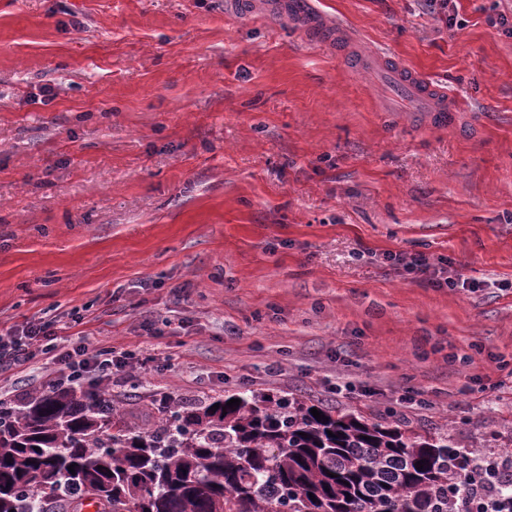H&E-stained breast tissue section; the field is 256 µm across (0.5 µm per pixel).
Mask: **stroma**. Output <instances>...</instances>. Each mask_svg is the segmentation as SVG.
<instances>
[{
    "instance_id": "1",
    "label": "stroma",
    "mask_w": 512,
    "mask_h": 512,
    "mask_svg": "<svg viewBox=\"0 0 512 512\" xmlns=\"http://www.w3.org/2000/svg\"><path fill=\"white\" fill-rule=\"evenodd\" d=\"M312 2L359 73L295 13L0 0V332L54 319L134 352L108 395L142 431L163 393L257 391L512 448V38L489 23L512 0H454L455 27L428 0ZM149 315L184 327L145 335ZM378 62L394 68L393 75L399 90L407 96L426 102L429 105L426 112H434L432 116L437 120L448 122L451 112H457L458 106L448 97V93L426 82L416 71L384 55L378 57ZM386 260L392 262L391 266L402 265L409 272H416L427 275V283L432 288H452L455 281L448 277V270L439 263L430 262V259L423 254L413 256L410 261H405L400 255L388 254Z\"/></svg>"
}]
</instances>
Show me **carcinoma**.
Listing matches in <instances>:
<instances>
[{"label":"carcinoma","instance_id":"carcinoma-1","mask_svg":"<svg viewBox=\"0 0 512 512\" xmlns=\"http://www.w3.org/2000/svg\"><path fill=\"white\" fill-rule=\"evenodd\" d=\"M217 403L164 404L141 432L81 387L0 402V512H78L90 495L103 512H454L466 487L448 432L326 406L318 421L296 396Z\"/></svg>","mask_w":512,"mask_h":512}]
</instances>
